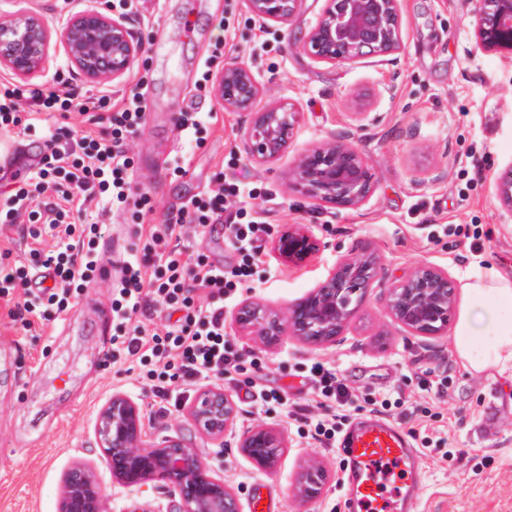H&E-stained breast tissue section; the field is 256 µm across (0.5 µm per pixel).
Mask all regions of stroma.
<instances>
[{"label":"stroma","instance_id":"35a3bbf8","mask_svg":"<svg viewBox=\"0 0 512 512\" xmlns=\"http://www.w3.org/2000/svg\"><path fill=\"white\" fill-rule=\"evenodd\" d=\"M323 6L324 0H302L290 23L264 33L245 0H145L141 14L128 16L144 52L111 88L118 96L141 78L149 87L146 125L128 146L134 178L155 200L142 223H160L168 209L218 189L224 170L258 187L268 232L253 285L237 298L270 308L313 289L340 256L375 248L384 276L335 345L322 349L288 336L266 346L236 329L230 305L228 340L245 360L262 365L267 385L287 392V407L313 416L324 412L307 378L315 360L336 365L354 393L350 420L372 417L376 400L399 393L402 404L390 420L418 448L424 476L414 512H512V376L470 372L453 353L452 332L413 336L385 311L391 280L420 262L448 269L462 286L478 269L468 260L478 231L492 239L487 267L512 279V216L494 192L495 178L512 169V54L475 48L474 0H400L398 52L352 66L317 63L299 42ZM233 59L299 111L292 143L275 161L249 158L241 137L249 114L225 108L202 81L204 70L219 74ZM186 111L212 113L203 145L179 137L174 121ZM336 138L362 153L374 173L372 195L354 209L317 206L288 185L301 151ZM176 164L183 174H172ZM297 224L318 242L301 263L274 249ZM113 287V279L96 280L61 318L28 330L0 306V512H59L63 476L79 461L94 465L109 512H177L160 482L121 487L101 459L95 420L117 392L142 406L148 435L177 434L197 448L233 489L240 512H251L258 486L272 512H348L341 449L299 436L285 407L249 406L252 369L224 387L236 407L235 432L224 441L198 433L182 407L154 405L146 366L112 351ZM443 378L448 391L435 396L428 385ZM257 424L282 428L288 438L270 470L239 447ZM311 453L326 461L328 478L319 498L302 502L293 487Z\"/></svg>","mask_w":512,"mask_h":512}]
</instances>
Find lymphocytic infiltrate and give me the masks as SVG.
<instances>
[{
  "label": "lymphocytic infiltrate",
  "mask_w": 512,
  "mask_h": 512,
  "mask_svg": "<svg viewBox=\"0 0 512 512\" xmlns=\"http://www.w3.org/2000/svg\"><path fill=\"white\" fill-rule=\"evenodd\" d=\"M147 107L140 86L116 98L104 86L91 90L55 78L26 85L0 81L1 130L46 126V152L39 166L0 182V223L26 225L34 242L24 263L9 261V249L0 247V301L11 320L29 328L62 314L70 299L96 280V243L108 232L101 215L125 213L137 220L153 211L151 195L133 180L135 161L127 147L128 138L144 125ZM219 180L217 190L187 199L163 223L153 225L142 250L129 253L118 270L111 309L122 333L112 343L130 357L151 352L160 368L147 377L162 399L169 396V382L199 386L211 378L230 381L242 369V354L225 338L224 303L252 277L265 226L255 210L257 189L225 174ZM229 197L237 199L239 208L228 221L224 202ZM187 224L200 234L210 225H223L236 265L219 267L203 253L172 246L176 231ZM46 236L55 240L48 250L41 246ZM149 264L154 267L150 280L145 277ZM40 270L51 271L53 284L31 289L32 274ZM201 290L208 296L203 305L196 300ZM151 302L178 314L177 323L157 330L138 321L137 313ZM309 379L330 412L304 418L303 424L321 445H335L352 395L331 364L313 362Z\"/></svg>",
  "instance_id": "lymphocytic-infiltrate-1"
}]
</instances>
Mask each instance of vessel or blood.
<instances>
[{
	"label": "vessel or blood",
	"mask_w": 512,
	"mask_h": 512,
	"mask_svg": "<svg viewBox=\"0 0 512 512\" xmlns=\"http://www.w3.org/2000/svg\"><path fill=\"white\" fill-rule=\"evenodd\" d=\"M349 457L350 512H406L421 484L419 454L408 435L380 417L351 424L341 440ZM400 488L386 493L388 479Z\"/></svg>",
	"instance_id": "1"
}]
</instances>
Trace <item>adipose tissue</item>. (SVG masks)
<instances>
[{"mask_svg":"<svg viewBox=\"0 0 512 512\" xmlns=\"http://www.w3.org/2000/svg\"><path fill=\"white\" fill-rule=\"evenodd\" d=\"M461 296L453 336L458 361L475 373L512 368V280L491 269L466 282Z\"/></svg>","mask_w":512,"mask_h":512,"instance_id":"ef3b65f1","label":"adipose tissue"}]
</instances>
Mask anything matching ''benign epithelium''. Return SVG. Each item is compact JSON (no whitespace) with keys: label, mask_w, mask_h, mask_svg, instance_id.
Returning a JSON list of instances; mask_svg holds the SVG:
<instances>
[{"label":"benign epithelium","mask_w":512,"mask_h":512,"mask_svg":"<svg viewBox=\"0 0 512 512\" xmlns=\"http://www.w3.org/2000/svg\"><path fill=\"white\" fill-rule=\"evenodd\" d=\"M246 2L255 20L267 25L289 22L302 0ZM473 37L479 49L512 52V0H475ZM59 38L72 65L91 83L123 78L143 53L141 40L123 17L99 10H87L72 18ZM401 44L399 0H324L301 47L318 63L351 66L367 56L391 55ZM49 47L50 29L41 17L22 14L0 21V66L15 75L37 72ZM215 91L226 108L252 112L242 138L254 162L268 163L288 151L299 112L289 101L273 102L261 112L254 111L263 87L245 63H225ZM288 180L305 198L343 209L364 204L374 186L367 159L340 140L302 151ZM494 190L501 208L512 216V174L498 177ZM274 248L281 257L297 261L314 252L316 243L310 231L297 225L282 233ZM383 270L379 253L365 247L342 256L318 286L285 309L272 310L246 300L233 313V322L243 335L256 336L268 345L292 336L331 346L345 332ZM455 300L454 281L448 271L420 263L390 283L385 305L391 319L404 331L415 336H440L448 329ZM187 417L199 432L222 438L233 428L235 406L224 389L206 385L187 408ZM95 431L102 456L121 486L141 485V473L150 470L179 499L178 512H238L234 491L185 438H147L143 410L130 397L113 394L97 416ZM285 447L284 431L263 425L250 428L240 441L243 452L266 470L275 465ZM326 475L323 460L309 456L296 479L295 496L303 502L317 498ZM59 512H106L105 494L91 466L76 464L66 472Z\"/></svg>","instance_id":"benign-epithelium-1"}]
</instances>
